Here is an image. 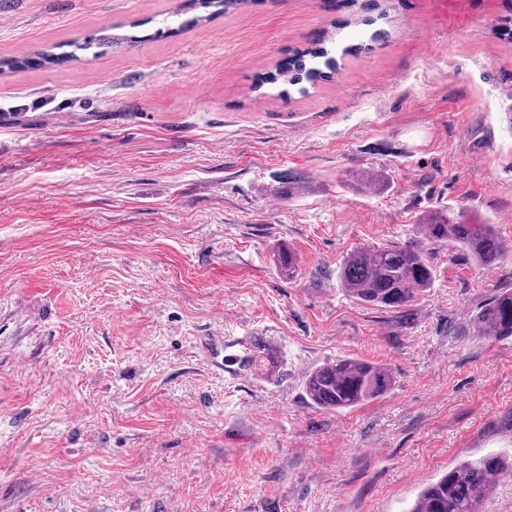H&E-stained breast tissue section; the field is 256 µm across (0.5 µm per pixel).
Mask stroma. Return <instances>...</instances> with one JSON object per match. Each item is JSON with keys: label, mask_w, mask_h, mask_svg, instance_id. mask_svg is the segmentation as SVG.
Wrapping results in <instances>:
<instances>
[{"label": "stroma", "mask_w": 512, "mask_h": 512, "mask_svg": "<svg viewBox=\"0 0 512 512\" xmlns=\"http://www.w3.org/2000/svg\"><path fill=\"white\" fill-rule=\"evenodd\" d=\"M180 2L0 0L1 58L136 38L0 74V512H404L511 451L512 341L471 320L512 257L430 249L398 311L336 272L447 206L512 244V0ZM329 29L355 48L335 74L258 86ZM245 334L240 378L218 364ZM341 357L392 390L312 407L306 376ZM274 265L281 276L293 279L298 271V256L290 248L278 245L273 254Z\"/></svg>", "instance_id": "35a3bbf8"}]
</instances>
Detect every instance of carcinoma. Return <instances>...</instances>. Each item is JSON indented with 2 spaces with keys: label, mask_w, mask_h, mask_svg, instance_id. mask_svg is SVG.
<instances>
[{
  "label": "carcinoma",
  "mask_w": 512,
  "mask_h": 512,
  "mask_svg": "<svg viewBox=\"0 0 512 512\" xmlns=\"http://www.w3.org/2000/svg\"><path fill=\"white\" fill-rule=\"evenodd\" d=\"M334 34L314 40L278 75H268L259 85L281 82L298 87L302 81L314 83L337 71L336 57L329 44ZM67 62V57L36 51L22 58H0V72L21 66L50 67ZM363 189L376 193L388 183L382 171L367 172L360 178ZM418 239L404 244L353 249L337 271L341 290L359 303L388 309H403L433 287L434 268L428 247H448L467 254L477 265L490 268L512 254V246L495 232L494 225L464 219L453 208L429 215L415 224ZM274 265L281 276L292 279L298 271V256L279 245ZM476 335L494 340L512 338V288H497L472 318ZM394 384L387 366L362 359L343 357L315 367L306 376L303 391L316 408L328 411L351 410L385 396ZM512 472V455L486 454L465 460L448 469L421 489L407 512H485L484 505L493 487Z\"/></svg>",
  "instance_id": "cac0c4a2"
}]
</instances>
